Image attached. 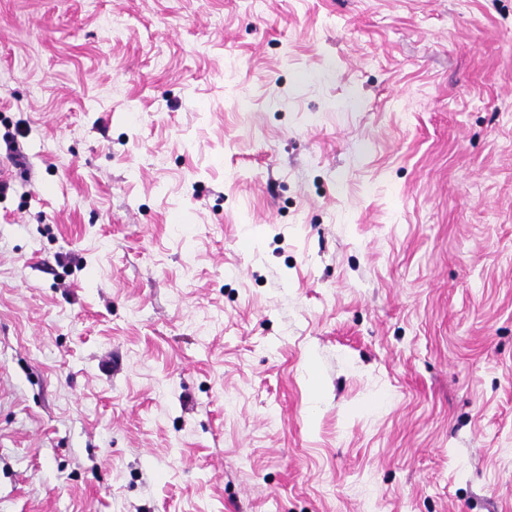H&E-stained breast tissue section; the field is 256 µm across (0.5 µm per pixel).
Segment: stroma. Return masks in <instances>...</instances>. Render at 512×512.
Segmentation results:
<instances>
[{
	"label": "stroma",
	"instance_id": "obj_1",
	"mask_svg": "<svg viewBox=\"0 0 512 512\" xmlns=\"http://www.w3.org/2000/svg\"><path fill=\"white\" fill-rule=\"evenodd\" d=\"M0 512H512V0H0Z\"/></svg>",
	"mask_w": 512,
	"mask_h": 512
}]
</instances>
